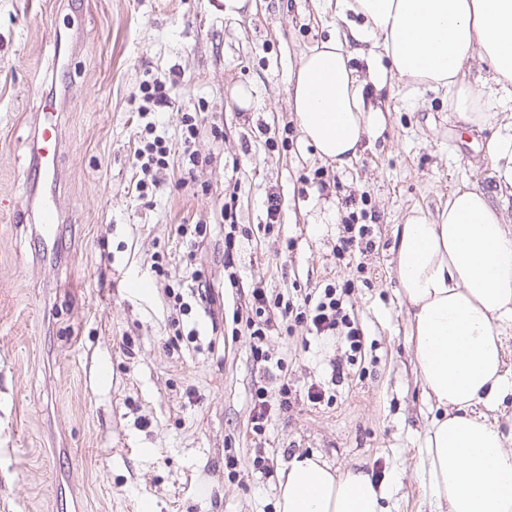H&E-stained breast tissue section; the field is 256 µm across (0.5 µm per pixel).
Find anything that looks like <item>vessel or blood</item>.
Returning a JSON list of instances; mask_svg holds the SVG:
<instances>
[{
  "label": "vessel or blood",
  "instance_id": "b4317fda",
  "mask_svg": "<svg viewBox=\"0 0 512 512\" xmlns=\"http://www.w3.org/2000/svg\"><path fill=\"white\" fill-rule=\"evenodd\" d=\"M69 95L68 82H61L54 95L39 100L38 119L33 127L32 160L26 172L27 193L23 199L31 223L43 236H52L67 216L60 202V159L66 142L62 113Z\"/></svg>",
  "mask_w": 512,
  "mask_h": 512
}]
</instances>
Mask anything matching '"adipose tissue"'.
Instances as JSON below:
<instances>
[{
	"label": "adipose tissue",
	"instance_id": "obj_1",
	"mask_svg": "<svg viewBox=\"0 0 512 512\" xmlns=\"http://www.w3.org/2000/svg\"><path fill=\"white\" fill-rule=\"evenodd\" d=\"M356 15L352 39L374 40L388 74L443 92L464 122L497 119L512 90V0H336ZM480 54L492 85L464 84ZM345 43L331 38L305 53L291 80L297 125L319 156L356 158L375 128L364 82ZM394 276L409 317L414 368L441 409L419 450L433 512H512V397L504 348L512 334V221L476 186L454 192L436 215L400 228ZM385 488L361 467L339 470L321 456H294L281 471L275 512H387Z\"/></svg>",
	"mask_w": 512,
	"mask_h": 512
}]
</instances>
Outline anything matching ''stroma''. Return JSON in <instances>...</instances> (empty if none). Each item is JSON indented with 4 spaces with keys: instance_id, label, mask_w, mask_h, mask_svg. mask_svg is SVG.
<instances>
[{
    "instance_id": "35a3bbf8",
    "label": "stroma",
    "mask_w": 512,
    "mask_h": 512,
    "mask_svg": "<svg viewBox=\"0 0 512 512\" xmlns=\"http://www.w3.org/2000/svg\"><path fill=\"white\" fill-rule=\"evenodd\" d=\"M77 1L86 47L69 62L63 117L68 221L44 241L19 208L36 94L54 89L55 40ZM347 31L335 0H0V512H274L278 474L298 453L365 466L387 487L389 512H430L418 450L435 411L414 371L394 248L413 212L436 213L458 187L497 192L486 145L506 130L470 126L442 94L394 76L365 86L383 119L358 156L323 161L290 110V81L304 52ZM156 78L171 103L140 118ZM186 112L205 116L190 173ZM149 121L169 166L140 200L135 151ZM271 192L281 227L267 235L258 226ZM351 194L367 199L375 248L347 263L336 243ZM228 198L242 231L235 285L224 273ZM197 223L205 236L180 233ZM349 279L361 358L347 364L344 337L302 326L269 336L293 394L253 435L252 395L279 381L253 362L233 312L257 284L282 297ZM202 284L213 304L200 301ZM313 384L326 401L308 399ZM260 451L270 473L253 467Z\"/></svg>"
}]
</instances>
